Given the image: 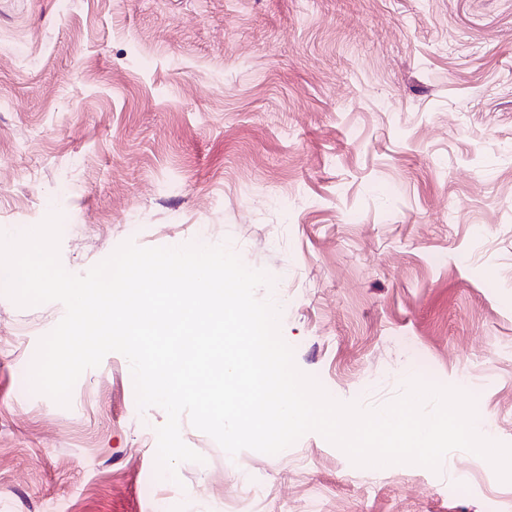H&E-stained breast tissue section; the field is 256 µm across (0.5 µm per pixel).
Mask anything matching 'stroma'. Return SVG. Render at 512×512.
Segmentation results:
<instances>
[{"mask_svg": "<svg viewBox=\"0 0 512 512\" xmlns=\"http://www.w3.org/2000/svg\"><path fill=\"white\" fill-rule=\"evenodd\" d=\"M59 213L85 274L130 241L227 246L297 367L381 407L471 381L512 445V0H0V231ZM58 302L0 294V512H512L462 450L359 467L320 434L156 470L158 407L107 354L32 391Z\"/></svg>", "mask_w": 512, "mask_h": 512, "instance_id": "obj_1", "label": "stroma"}]
</instances>
